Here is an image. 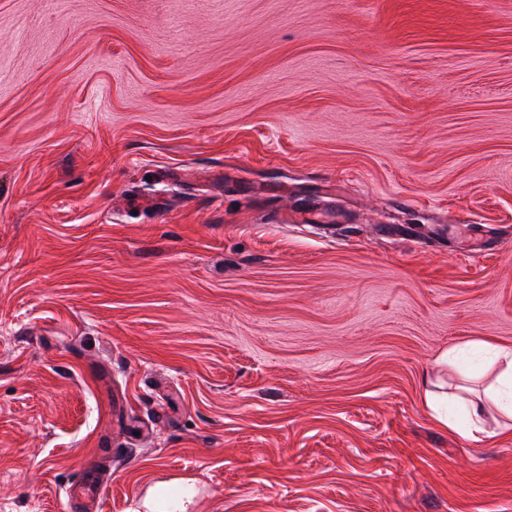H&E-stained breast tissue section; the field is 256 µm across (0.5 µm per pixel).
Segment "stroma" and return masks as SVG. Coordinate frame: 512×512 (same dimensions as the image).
Listing matches in <instances>:
<instances>
[{
  "label": "stroma",
  "mask_w": 512,
  "mask_h": 512,
  "mask_svg": "<svg viewBox=\"0 0 512 512\" xmlns=\"http://www.w3.org/2000/svg\"><path fill=\"white\" fill-rule=\"evenodd\" d=\"M486 343L512 0H0V512H512ZM472 392L473 389L464 384L448 385V397L459 402L468 401L471 410L466 422L462 425L451 422L448 418L446 421L440 420L464 437L473 441H480L486 434L489 435L484 418V403L480 397H477L476 400L468 399L466 396H470ZM76 482H85L84 486V500L69 497V511L70 512H85V511H98L102 508L103 492L105 484L96 478L87 479L83 474Z\"/></svg>",
  "instance_id": "35a3bbf8"
}]
</instances>
